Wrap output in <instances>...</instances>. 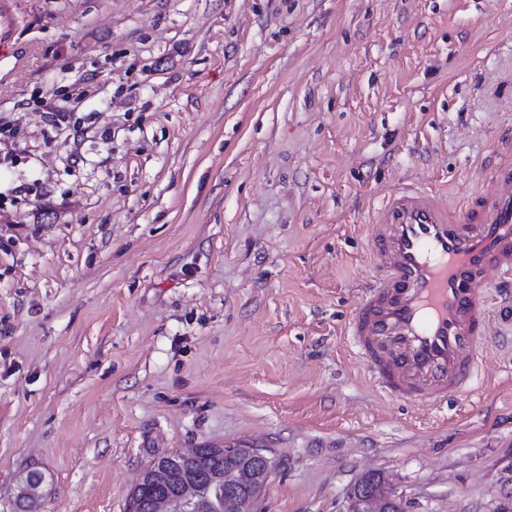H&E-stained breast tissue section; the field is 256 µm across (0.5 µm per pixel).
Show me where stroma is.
<instances>
[{
    "instance_id": "1",
    "label": "stroma",
    "mask_w": 512,
    "mask_h": 512,
    "mask_svg": "<svg viewBox=\"0 0 512 512\" xmlns=\"http://www.w3.org/2000/svg\"><path fill=\"white\" fill-rule=\"evenodd\" d=\"M0 49V512H125L156 454L248 445L257 512L512 508V304L473 392L387 396L346 326L395 190L512 142V0H19ZM42 473L28 471L21 479L15 496V506L20 512H33L41 498ZM384 501L368 487L359 486L348 495L345 512H385Z\"/></svg>"
}]
</instances>
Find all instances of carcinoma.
<instances>
[{"mask_svg": "<svg viewBox=\"0 0 512 512\" xmlns=\"http://www.w3.org/2000/svg\"><path fill=\"white\" fill-rule=\"evenodd\" d=\"M224 451L201 448L186 465H178L177 454L160 453L143 469V477L131 491L126 512H156L163 497H176L191 489L192 503L187 512H224ZM44 478L37 471L27 472L17 487L18 512H35L41 498Z\"/></svg>", "mask_w": 512, "mask_h": 512, "instance_id": "cac0c4a2", "label": "carcinoma"}]
</instances>
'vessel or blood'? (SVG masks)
Wrapping results in <instances>:
<instances>
[{
    "instance_id": "obj_1",
    "label": "vessel or blood",
    "mask_w": 512,
    "mask_h": 512,
    "mask_svg": "<svg viewBox=\"0 0 512 512\" xmlns=\"http://www.w3.org/2000/svg\"><path fill=\"white\" fill-rule=\"evenodd\" d=\"M377 274L350 323L380 387L416 406L470 391L487 334L490 275L512 285V161L460 208L404 187L369 226Z\"/></svg>"
}]
</instances>
